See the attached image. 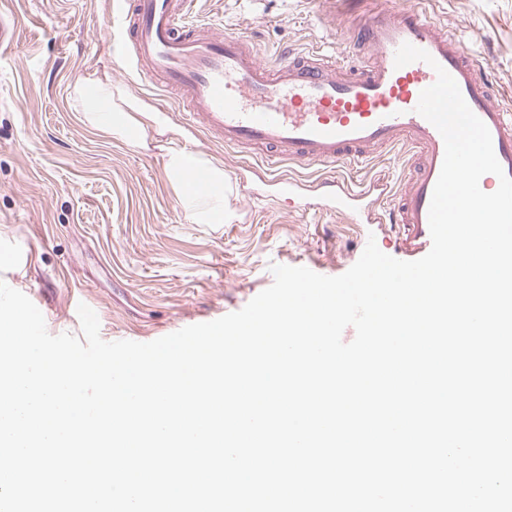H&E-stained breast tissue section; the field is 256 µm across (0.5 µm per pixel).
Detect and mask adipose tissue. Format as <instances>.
I'll return each instance as SVG.
<instances>
[{"mask_svg": "<svg viewBox=\"0 0 512 512\" xmlns=\"http://www.w3.org/2000/svg\"><path fill=\"white\" fill-rule=\"evenodd\" d=\"M72 106L86 124L116 140H144L147 127L140 121L146 109L124 89L113 86L109 77L77 84ZM147 114V113H146ZM165 171L179 191L183 209L195 224H220L224 212V169L201 154L188 153L178 138H171L165 152ZM205 172V183L195 182L197 172Z\"/></svg>", "mask_w": 512, "mask_h": 512, "instance_id": "obj_1", "label": "adipose tissue"}]
</instances>
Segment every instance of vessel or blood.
<instances>
[{
  "label": "vessel or blood",
  "mask_w": 512,
  "mask_h": 512,
  "mask_svg": "<svg viewBox=\"0 0 512 512\" xmlns=\"http://www.w3.org/2000/svg\"><path fill=\"white\" fill-rule=\"evenodd\" d=\"M190 6L191 0H130L118 19L130 37L114 44L119 60L134 57L149 79L187 102L190 125L224 145L261 149L272 166L360 163L371 151L398 144L421 153L388 219L374 206L390 191L380 178L363 191L332 175L315 185L283 178L282 191L304 196L318 189L337 210L363 213L366 223L391 221L403 231L408 257L426 255L431 248L429 206L445 146L439 131L415 108L439 66L488 127L495 155L512 177V113L494 103L485 71L447 31L429 22L422 8L366 15L358 40L370 47L373 59L341 77L335 59L315 52L263 63L243 35L199 24ZM405 43L428 52L432 63L395 67V53Z\"/></svg>",
  "instance_id": "obj_1"
}]
</instances>
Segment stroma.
Instances as JSON below:
<instances>
[{
	"label": "stroma",
	"mask_w": 512,
	"mask_h": 512,
	"mask_svg": "<svg viewBox=\"0 0 512 512\" xmlns=\"http://www.w3.org/2000/svg\"><path fill=\"white\" fill-rule=\"evenodd\" d=\"M122 0H0L16 41L0 47V280L46 312L50 334H80L77 303L95 307L109 342H150L241 310L268 288L271 265L346 272L375 239L400 257L397 230L363 224L330 206L282 194L326 168L269 167L258 149L224 146L188 126L186 103L164 94L135 63L112 56L111 19ZM194 18L244 32L258 57L317 51L351 69L367 61L345 36L352 20L337 0H193ZM427 18L456 38L494 89L512 88V0H429ZM110 75L114 85L162 113L166 124L129 144L97 132L71 106L75 85ZM224 168L221 224H194L165 172L171 137ZM417 163L399 148L368 162L338 163L352 189L378 175L390 213Z\"/></svg>",
	"instance_id": "1"
}]
</instances>
